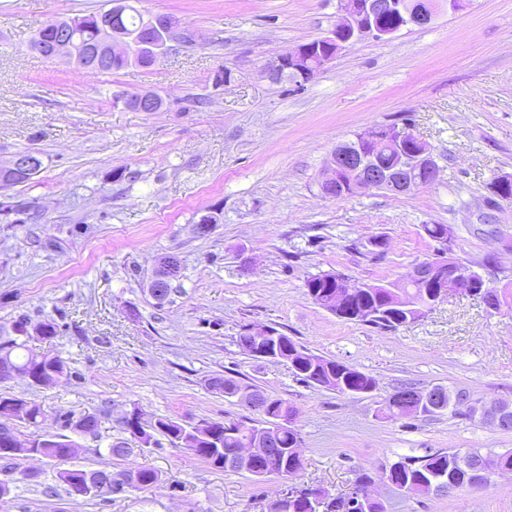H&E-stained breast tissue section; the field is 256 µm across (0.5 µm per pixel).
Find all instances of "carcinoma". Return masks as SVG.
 Wrapping results in <instances>:
<instances>
[{
    "label": "carcinoma",
    "mask_w": 512,
    "mask_h": 512,
    "mask_svg": "<svg viewBox=\"0 0 512 512\" xmlns=\"http://www.w3.org/2000/svg\"><path fill=\"white\" fill-rule=\"evenodd\" d=\"M102 13L73 17L64 20L68 27L71 41L78 52L97 40L98 22ZM489 192L487 200L497 196L512 199V178L497 177L486 185ZM1 211L22 213L25 218L20 220L34 221L38 218L37 203L32 200H17L0 205ZM448 266L438 271L429 281H398L387 284H367L357 295L351 297L338 318L355 323L369 324L380 330H395L405 324L412 323L432 309L439 290L445 285L442 272L461 269L470 272L466 285L467 295L475 296L483 303H489L494 297L501 305L512 307V288H499L479 274L474 262L461 261L451 255L447 256ZM338 271H321L310 274L304 280L305 294L312 302L330 312L334 308L329 305L336 288ZM62 325L54 319L40 320L36 323L25 316L19 317L12 324L13 335L0 340V360L10 365L16 376L26 380L29 388H38L53 384L71 376L67 361L59 356L40 354L32 347L33 341H50L61 332ZM278 341L272 343L271 350L277 362H285L297 381L316 388L334 391L346 395L368 391L376 385L375 379L362 371L318 355L300 345L290 336L279 331ZM208 387L216 394L225 397L239 392H248L257 396L265 406L264 414L259 420L251 418L229 419L224 421L203 420L195 425H187L174 418H159L146 427L141 420V413L135 409L126 414L120 421L121 429L128 437L113 442L108 452L118 458L126 457L131 445L158 443L156 436L168 439L174 447L185 448L194 456L208 463L215 469L224 472L233 471L224 449L243 448L246 442L254 441L256 433L273 422L280 413L287 416L295 415L294 409L283 399L269 394L262 387L234 375H216L208 380ZM385 418L400 421L408 418V414L398 405L393 397H388L379 408ZM45 418V410L41 404L31 398L17 395H0V461L4 467H16L14 449L11 448L13 437L21 434L20 428L37 427ZM62 427L70 434H55L42 438L32 432L26 438L27 448L33 456L46 459L60 466L56 471L57 484L44 486L42 493L47 497H57L59 492L73 496L77 489L83 492L84 500L107 501L100 489L101 482L96 479V471L87 470L72 464L78 453L79 444L74 440L77 435H97L101 417L95 413L75 415L63 413L59 415ZM282 448H299L302 438L294 427L285 429L276 435ZM454 448L430 451L424 456H404L401 468L390 474V480L400 491L415 494L417 490L440 475H450L457 487L469 485L467 474L455 466ZM486 458L494 471L512 472V451L488 453ZM136 485L133 490L139 493H151L164 482L161 472L152 468L135 470ZM283 512H314L304 496L303 490L292 488L288 500L284 502Z\"/></svg>",
    "instance_id": "cac0c4a2"
}]
</instances>
